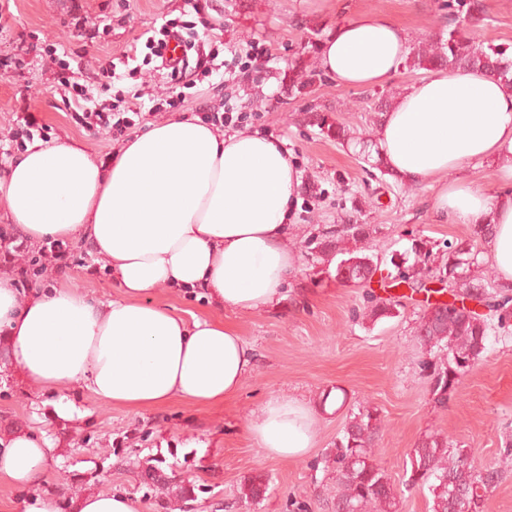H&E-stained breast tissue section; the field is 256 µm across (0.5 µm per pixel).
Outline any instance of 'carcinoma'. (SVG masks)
Returning <instances> with one entry per match:
<instances>
[{"instance_id": "cac0c4a2", "label": "carcinoma", "mask_w": 512, "mask_h": 512, "mask_svg": "<svg viewBox=\"0 0 512 512\" xmlns=\"http://www.w3.org/2000/svg\"><path fill=\"white\" fill-rule=\"evenodd\" d=\"M456 14L462 23L448 29V36L424 45L408 57L415 70L458 67L482 69L512 88V55L501 44H475L468 37L465 23L480 20V0H455ZM324 81L320 70L309 67L303 55L288 60V93L304 96L316 83ZM303 122L316 127L319 134L338 141L350 139L349 130L327 112L308 110ZM368 224H339L310 240L307 249L321 257L318 274L354 287L371 282V276L384 260L365 252L362 244L370 238ZM426 242L412 240L410 252L414 262L402 266L390 260L396 273L382 278L384 288H408L413 292L429 291L427 285L438 283V292L448 294L456 309L440 302L428 305L420 315L414 333L420 346L433 360L424 362L430 370L433 403L448 407L462 376L487 352L489 325L478 314L466 309V300H476L495 312L502 329L512 321V295L491 291L469 275L479 265L480 250L471 242L448 246V256L430 266ZM367 317L377 322L399 313L398 300L369 297ZM382 428L377 408L361 405L350 412L336 447L325 453V463L336 480L337 494L332 512H395L396 493L390 477L373 455L375 441ZM502 479L499 470L477 467L470 452L448 446V439L431 431L424 434L408 455L405 463V485L428 490L432 497L431 512H457L460 501H466L469 512H483L486 494ZM267 490L261 481L240 485L238 499L256 505Z\"/></svg>"}]
</instances>
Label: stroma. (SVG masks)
<instances>
[{"label": "stroma", "instance_id": "35a3bbf8", "mask_svg": "<svg viewBox=\"0 0 512 512\" xmlns=\"http://www.w3.org/2000/svg\"><path fill=\"white\" fill-rule=\"evenodd\" d=\"M449 0H0V169L18 113L43 125L49 141L69 138L98 160L111 157L115 139L90 135L78 125L76 107L57 80L63 65L81 63L79 83L97 102L115 105L139 95L157 98L167 89L182 92L184 114L203 107L223 111L233 104L249 118L244 132L284 143L300 170L302 188L289 229L298 253L327 229L356 219L372 225L371 253L401 256L412 240L426 242L432 260L447 244L468 241V224H441L433 211L429 182L394 180L362 158L357 146L370 141L380 100L418 80L400 68L381 87L348 88L326 78L304 97H291L284 73L288 59L305 46L313 29L369 11L402 26L410 44L447 32ZM486 18L471 27L476 43L512 45V0H483ZM105 27V38L91 40L83 22ZM188 25L205 54L231 59L252 39L264 41L269 60L246 72L218 73L164 84L146 48L163 24ZM63 46L51 55L54 46ZM137 51L133 75L112 82L102 65ZM317 107L337 113L354 130L340 144L300 125L299 115ZM73 265L66 274L37 280V287L72 288L107 302L120 287L107 260L81 240H68ZM182 317L198 316L231 325L249 344L254 365L240 390L224 401L192 404L182 399L139 413L97 399L81 384L37 393L17 372L0 377V430L20 429L47 438L52 451L46 480L38 488L0 483V512H31L37 501L55 497L61 505L92 493L128 496L136 512H326L336 483L324 462L327 448L341 436L351 409L377 407L383 429L375 446L379 464L396 491V512H430L428 491L404 482L403 463L418 439L436 431L450 446L470 450L476 464L501 471V482L487 494L484 512H512V327L492 328L485 355L462 377L447 408L435 407L422 367L427 353L414 336L423 312L415 299H403L397 317L372 322L359 288L315 274L302 261L280 307L252 314L215 304L201 288H162L153 296ZM345 390L344 406L323 409L320 396ZM289 396L306 401L317 420L313 448L299 458H273L249 431L253 412L265 401ZM269 481L259 507L237 500V490L255 477Z\"/></svg>", "mask_w": 512, "mask_h": 512}]
</instances>
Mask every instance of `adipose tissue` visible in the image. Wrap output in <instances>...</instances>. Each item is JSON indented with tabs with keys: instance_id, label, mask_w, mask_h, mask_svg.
<instances>
[{
	"instance_id": "ef3b65f1",
	"label": "adipose tissue",
	"mask_w": 512,
	"mask_h": 512,
	"mask_svg": "<svg viewBox=\"0 0 512 512\" xmlns=\"http://www.w3.org/2000/svg\"><path fill=\"white\" fill-rule=\"evenodd\" d=\"M408 48L406 31L363 12L320 44L337 84H386ZM370 151L400 181L430 182L441 223L488 224L484 255L512 290V193H488L470 171L493 163L512 183V89L473 68L437 69L384 112ZM301 175L282 142L227 133L199 118L152 123L99 162L70 141H36L0 171V216L28 240L81 239L104 256L121 295L101 302L46 288L21 296L0 277V371L18 369L38 391L84 383L138 413L171 399L210 404L232 396L253 364L224 322H186L150 302L160 288H204L243 312L275 308L299 271L288 238ZM316 418L281 396L254 413L249 431L265 453L298 458ZM50 446L27 431L0 434V482L37 486Z\"/></svg>"
}]
</instances>
